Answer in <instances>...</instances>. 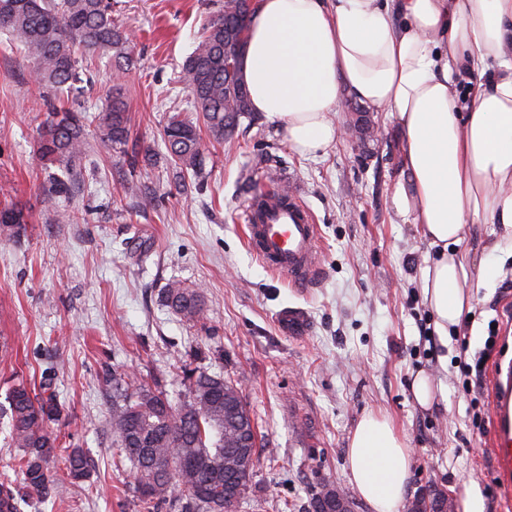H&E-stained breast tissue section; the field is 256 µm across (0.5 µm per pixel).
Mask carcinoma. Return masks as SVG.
I'll return each mask as SVG.
<instances>
[{
    "instance_id": "obj_1",
    "label": "carcinoma",
    "mask_w": 512,
    "mask_h": 512,
    "mask_svg": "<svg viewBox=\"0 0 512 512\" xmlns=\"http://www.w3.org/2000/svg\"><path fill=\"white\" fill-rule=\"evenodd\" d=\"M251 0H223L206 17L194 51L186 57L179 82L189 92L198 114L215 142H222L243 120L254 121L248 90L240 77L242 40L239 21L251 14ZM0 30L21 45L31 64V77L53 92L69 89L79 77L84 57L115 62L113 82L130 61V34L114 14L112 0H0ZM95 122L100 138L128 156V165L152 160V154L128 151L129 109L120 88L102 103ZM164 144L175 178L199 177L206 147L196 123L171 118ZM89 148L84 116L59 109L47 99L37 129L33 155L36 166L49 171L44 203L50 210L76 190ZM28 215L16 203L0 205V238H17ZM162 298L181 319L198 324L206 319L203 291L180 280L165 285ZM187 393L172 399L131 371L113 367L112 437L133 468L131 489L139 512H233L245 498L249 480L266 452L258 439L254 417L239 387L221 375L186 371ZM54 374L41 378L38 395L25 382L6 390V428L11 445L23 451L16 477L0 472V512H25L49 499L58 483L53 464L61 461L63 476L84 481L90 460L83 449L63 447L50 427L60 415L52 390Z\"/></svg>"
}]
</instances>
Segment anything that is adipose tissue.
<instances>
[{
  "label": "adipose tissue",
  "instance_id": "obj_1",
  "mask_svg": "<svg viewBox=\"0 0 512 512\" xmlns=\"http://www.w3.org/2000/svg\"><path fill=\"white\" fill-rule=\"evenodd\" d=\"M241 76L253 111L303 156L341 136L344 98L395 120L407 179L392 203L437 249L421 288L445 362L470 288L498 275L471 272L468 225L512 232V0H258ZM411 458L388 418L358 422L347 471L372 512H397Z\"/></svg>",
  "mask_w": 512,
  "mask_h": 512
}]
</instances>
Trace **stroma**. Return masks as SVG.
Masks as SVG:
<instances>
[{
  "mask_svg": "<svg viewBox=\"0 0 512 512\" xmlns=\"http://www.w3.org/2000/svg\"><path fill=\"white\" fill-rule=\"evenodd\" d=\"M213 9L214 0H118L134 46L123 77L130 144L151 148L156 160L132 169L92 140L87 164L97 193L69 200L77 217L63 223L45 210V174L31 165L42 93L12 37L0 32V203L16 197L31 215L19 241L0 239V400L13 381L35 385L54 368L63 410L53 429L93 460L87 481L59 483L41 512H137L131 466L118 464L109 428L112 390L102 380L116 363L171 394L186 392L188 367L235 380L268 449L235 512H254L257 499L266 512H303L324 483L347 493L355 512H371L347 477L349 438L369 413L387 417L412 450L406 498L436 489L457 498L470 488L483 512H512L488 433L468 416L475 396L452 387L426 408L413 397L417 373H438L417 350V324L430 314L420 273L435 249L392 205L406 175L389 113L345 100L340 140L310 158L256 114L208 144L204 186H174L163 128L186 106L177 75ZM270 171L299 191L320 226L324 271L316 287L291 286L245 246L249 187ZM133 180L152 202L129 193ZM173 279L203 287L204 324L163 305L161 291ZM471 304L459 327L466 346L448 344L452 376L460 351L483 349L490 321L512 328L511 258L494 285L473 289ZM290 307L308 311V336L278 328L277 315Z\"/></svg>",
  "mask_w": 512,
  "mask_h": 512,
  "instance_id": "obj_1",
  "label": "stroma"
}]
</instances>
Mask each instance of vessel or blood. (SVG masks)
<instances>
[{
	"mask_svg": "<svg viewBox=\"0 0 512 512\" xmlns=\"http://www.w3.org/2000/svg\"><path fill=\"white\" fill-rule=\"evenodd\" d=\"M246 246L269 271L287 276L297 287H313L322 275L318 253L319 226L298 195L287 203L245 213ZM307 313L291 308L279 316V325L291 336L304 335ZM488 438L496 477L506 494H512V355H502L492 376Z\"/></svg>",
	"mask_w": 512,
	"mask_h": 512,
	"instance_id": "1",
	"label": "vessel or blood"
}]
</instances>
